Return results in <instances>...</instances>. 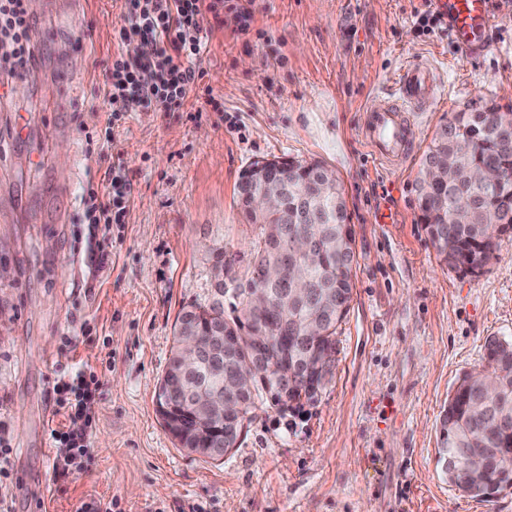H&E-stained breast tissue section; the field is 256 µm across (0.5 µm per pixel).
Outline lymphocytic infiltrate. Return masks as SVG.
Masks as SVG:
<instances>
[{"mask_svg":"<svg viewBox=\"0 0 512 512\" xmlns=\"http://www.w3.org/2000/svg\"><path fill=\"white\" fill-rule=\"evenodd\" d=\"M254 11L255 0H124L121 39L138 41L148 51L141 55L122 51L113 55L104 88L113 121H121L126 113L138 110L180 108L203 77L198 61L206 48L210 21L230 14L244 33ZM31 31L27 0H0V70L10 77H17L36 63ZM145 71L152 74L147 83L140 78ZM133 193L132 181L118 170L112 174L111 208L101 207L97 191L87 188L89 224L122 223ZM55 389L58 406L70 420L84 425L78 433L53 435L57 443L53 471L61 477L87 452V430L94 423L97 385L88 381L83 369L72 368L60 374Z\"/></svg>","mask_w":512,"mask_h":512,"instance_id":"lymphocytic-infiltrate-1","label":"lymphocytic infiltrate"}]
</instances>
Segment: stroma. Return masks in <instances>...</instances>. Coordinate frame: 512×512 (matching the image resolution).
<instances>
[{"mask_svg": "<svg viewBox=\"0 0 512 512\" xmlns=\"http://www.w3.org/2000/svg\"><path fill=\"white\" fill-rule=\"evenodd\" d=\"M425 0H259L248 33L212 24L201 87L179 110L127 113L107 144L100 88L121 47L120 0H38L35 81L0 85V446L7 512H512L451 483L440 420L487 338L512 339V240L477 277L439 263L419 220L417 177L442 118L496 103L512 112V0L490 49L417 32ZM432 65L415 116L416 155L378 165L367 107L400 69ZM320 161L344 183L357 264L331 376L314 402L257 411L214 462L179 447L156 388L184 307L210 300V250L251 259L237 183L257 159ZM134 185L123 223L89 233L82 190L113 163ZM391 216L379 223L380 214ZM96 237L104 264L87 249ZM99 383L89 454L52 473L65 366Z\"/></svg>", "mask_w": 512, "mask_h": 512, "instance_id": "stroma-1", "label": "stroma"}]
</instances>
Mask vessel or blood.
Instances as JSON below:
<instances>
[{
  "label": "vessel or blood",
  "instance_id": "b4317fda",
  "mask_svg": "<svg viewBox=\"0 0 512 512\" xmlns=\"http://www.w3.org/2000/svg\"><path fill=\"white\" fill-rule=\"evenodd\" d=\"M493 0H435L436 9L455 33L462 52L475 56L486 52L496 27ZM398 95L389 104L367 110L366 142L376 162L390 166L407 162L413 155L414 112L421 100L433 96V71L425 66H406L396 80Z\"/></svg>",
  "mask_w": 512,
  "mask_h": 512
}]
</instances>
